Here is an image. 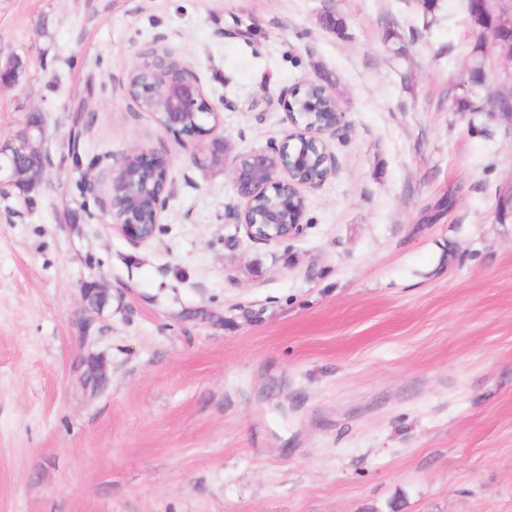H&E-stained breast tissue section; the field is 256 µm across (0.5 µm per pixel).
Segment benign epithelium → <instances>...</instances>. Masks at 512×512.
<instances>
[{"label":"benign epithelium","mask_w":512,"mask_h":512,"mask_svg":"<svg viewBox=\"0 0 512 512\" xmlns=\"http://www.w3.org/2000/svg\"><path fill=\"white\" fill-rule=\"evenodd\" d=\"M170 55L155 53L137 63L143 79L129 97L142 108L160 105L155 111L159 123L171 134L204 143L203 151L192 154V162L209 169L230 164L241 207L235 213L251 241L271 244L294 238L304 229L306 207L295 208L305 200L302 189L322 185L335 172V159L328 150L324 135L346 127L345 113L333 112L322 121L306 128L293 106L301 88L284 97V106L296 131L289 140L268 150L232 154V148L220 133L219 112L206 100L193 71L181 65V74L168 70ZM481 111L491 119L512 123V113L502 110L501 98L487 99ZM26 135L10 140L0 148V193L10 188L28 192L42 180L45 165L29 163L33 140ZM170 161L162 153L134 148L113 169L108 201L112 228L119 231L134 247L152 239L162 223L168 205Z\"/></svg>","instance_id":"benign-epithelium-1"}]
</instances>
